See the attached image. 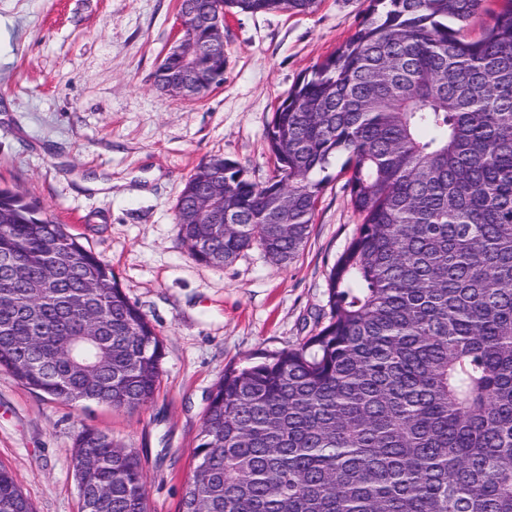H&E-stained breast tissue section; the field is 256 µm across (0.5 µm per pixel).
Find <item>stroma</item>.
<instances>
[{"mask_svg": "<svg viewBox=\"0 0 512 512\" xmlns=\"http://www.w3.org/2000/svg\"><path fill=\"white\" fill-rule=\"evenodd\" d=\"M368 7L226 14L224 82L187 100L153 80L178 38L179 0H0V183L109 264L163 343L159 387L134 410L56 401L0 369V463L35 512H81L73 451L87 428L139 457L148 512H178L225 366L297 347L326 323L330 268L358 229L344 178L324 187L285 265L257 248L220 267L195 261L175 207L212 155L256 182L271 176L277 104Z\"/></svg>", "mask_w": 512, "mask_h": 512, "instance_id": "stroma-1", "label": "stroma"}]
</instances>
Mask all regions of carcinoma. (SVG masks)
Here are the masks:
<instances>
[{
    "label": "carcinoma",
    "mask_w": 512,
    "mask_h": 512,
    "mask_svg": "<svg viewBox=\"0 0 512 512\" xmlns=\"http://www.w3.org/2000/svg\"><path fill=\"white\" fill-rule=\"evenodd\" d=\"M484 2L370 0L276 107L267 182L218 155L187 180L176 223L201 263L253 247L294 259L341 156L360 224L329 272L328 322L296 348L225 367L179 512H512V0L468 39ZM317 4L180 0V12ZM197 66L224 75V44ZM180 74L170 51L154 83ZM215 181L223 195L196 210ZM76 340L96 374L67 356ZM162 356L110 265L0 187V368L56 400L136 409ZM73 467L82 512H146L140 461L105 434L77 436ZM0 512H34L2 464Z\"/></svg>",
    "instance_id": "obj_1"
}]
</instances>
